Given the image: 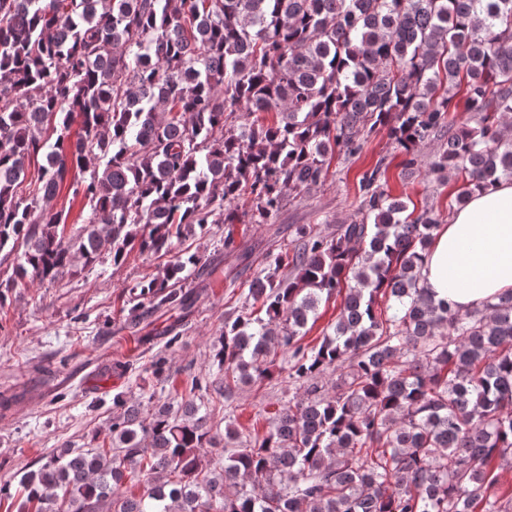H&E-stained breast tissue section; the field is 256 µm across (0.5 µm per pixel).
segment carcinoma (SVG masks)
Instances as JSON below:
<instances>
[{
    "label": "carcinoma",
    "instance_id": "obj_1",
    "mask_svg": "<svg viewBox=\"0 0 512 512\" xmlns=\"http://www.w3.org/2000/svg\"><path fill=\"white\" fill-rule=\"evenodd\" d=\"M382 129L408 169L437 142L426 176L458 182L460 207L512 181V0H0V259L18 252L0 288L265 224ZM385 173L363 174L355 220L297 226L224 318L219 396L273 378L279 352L301 391L263 437L228 419L226 455L208 457L209 377L153 410L118 396L109 447L52 452L21 478L34 512H512L493 470L512 462V291L466 312L435 299L422 266L443 217ZM66 184L90 204L70 235L53 205ZM203 259L137 283L127 321L189 308ZM129 477L141 496L119 492ZM341 298H332L327 302H322L318 308V318L312 325V321L307 326V333L304 337L305 343L315 344L317 343L327 328L336 322V316L339 312Z\"/></svg>",
    "mask_w": 512,
    "mask_h": 512
}]
</instances>
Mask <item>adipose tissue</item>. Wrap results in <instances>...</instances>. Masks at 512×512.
<instances>
[{
  "label": "adipose tissue",
  "instance_id": "obj_1",
  "mask_svg": "<svg viewBox=\"0 0 512 512\" xmlns=\"http://www.w3.org/2000/svg\"><path fill=\"white\" fill-rule=\"evenodd\" d=\"M422 276L436 298L466 311L512 290V182L474 192L437 233Z\"/></svg>",
  "mask_w": 512,
  "mask_h": 512
}]
</instances>
